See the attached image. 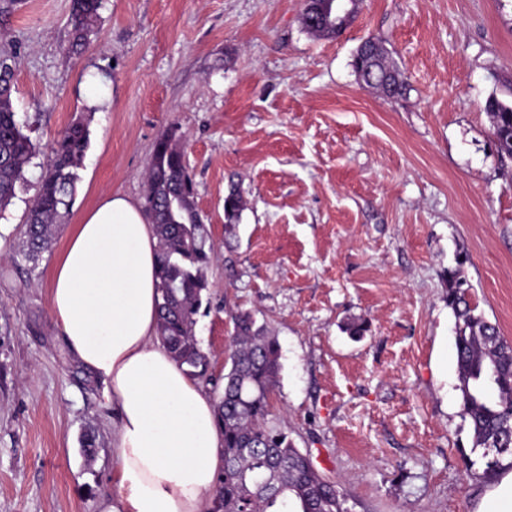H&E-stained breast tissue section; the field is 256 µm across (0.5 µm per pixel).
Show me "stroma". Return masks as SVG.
<instances>
[{"mask_svg":"<svg viewBox=\"0 0 512 512\" xmlns=\"http://www.w3.org/2000/svg\"><path fill=\"white\" fill-rule=\"evenodd\" d=\"M302 8L102 0L76 53L71 0H22L11 15L13 106L39 151L0 212V512H99L112 494L116 418L64 348L48 286L86 210L110 193L143 203L155 142L173 126L212 247L200 386L215 394L232 316L248 311L280 345L273 421L340 482L350 512H475L512 472V456L491 471L472 446L444 276L462 266L470 302L512 342V160L485 109L512 100V0H363L333 39L308 33ZM371 36L408 79L399 100L357 79ZM79 116L91 144L72 212L26 262L48 149ZM233 183L247 208L229 244Z\"/></svg>","mask_w":512,"mask_h":512,"instance_id":"stroma-1","label":"stroma"}]
</instances>
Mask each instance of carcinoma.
I'll return each mask as SVG.
<instances>
[{
  "label": "carcinoma",
  "mask_w": 512,
  "mask_h": 512,
  "mask_svg": "<svg viewBox=\"0 0 512 512\" xmlns=\"http://www.w3.org/2000/svg\"><path fill=\"white\" fill-rule=\"evenodd\" d=\"M101 0H72V50L84 46L98 16ZM317 38L340 35L336 23H305ZM377 66L389 74V97L407 92V78L385 41L370 38ZM16 54L0 48V210L16 195L25 170L39 152L23 131L12 102ZM485 110L494 119L498 151L512 158V102L492 95ZM90 146L89 125L70 123L52 143L39 178V189L26 213V241L21 254L36 262L47 250L56 229L74 204L79 170ZM246 202L238 186L224 197L226 238L242 219ZM144 210L158 238V289L161 295L158 335L179 366L194 377L209 371L207 355L196 337L197 314L208 288L206 276L211 250L208 233L195 201L192 174L177 129L160 137L148 165ZM463 261L448 269V306L455 315L458 390L462 412L473 433V448L499 456L512 453V343L498 328L475 313L462 289ZM230 368L217 395V422L224 432V472L217 478L211 512H349L339 483L321 474L309 454L297 448L288 433L269 419V396L280 372V346L254 315L239 312L232 318ZM496 389L490 399L484 385Z\"/></svg>",
  "instance_id": "obj_1"
}]
</instances>
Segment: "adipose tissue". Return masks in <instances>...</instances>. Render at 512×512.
I'll use <instances>...</instances> for the list:
<instances>
[{"label": "adipose tissue", "instance_id": "ef3b65f1", "mask_svg": "<svg viewBox=\"0 0 512 512\" xmlns=\"http://www.w3.org/2000/svg\"><path fill=\"white\" fill-rule=\"evenodd\" d=\"M157 246L144 209L107 195L71 226L50 283L65 346L117 417L101 512H207L224 468L215 403L157 334Z\"/></svg>", "mask_w": 512, "mask_h": 512}]
</instances>
